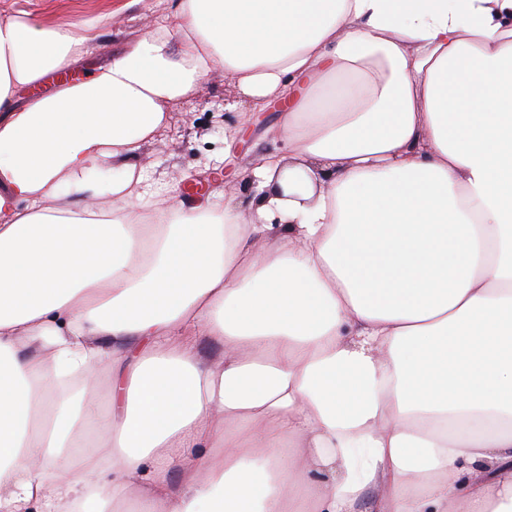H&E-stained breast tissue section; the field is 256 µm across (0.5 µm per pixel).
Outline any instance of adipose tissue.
I'll return each mask as SVG.
<instances>
[{
    "mask_svg": "<svg viewBox=\"0 0 512 512\" xmlns=\"http://www.w3.org/2000/svg\"><path fill=\"white\" fill-rule=\"evenodd\" d=\"M92 40L0 17V512H512V0H181L16 103ZM216 72L286 150L188 210L137 157Z\"/></svg>",
    "mask_w": 512,
    "mask_h": 512,
    "instance_id": "1",
    "label": "adipose tissue"
}]
</instances>
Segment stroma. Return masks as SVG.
Instances as JSON below:
<instances>
[{"mask_svg":"<svg viewBox=\"0 0 512 512\" xmlns=\"http://www.w3.org/2000/svg\"><path fill=\"white\" fill-rule=\"evenodd\" d=\"M180 0H0V11L24 12L50 25L94 27L97 38L73 77L92 74L118 58L163 18L173 16ZM238 98L234 88L215 76L196 93L174 102L161 139L146 146L139 161L163 174L162 189L180 187L183 194L205 193L223 185L230 174H242L255 156L271 149L263 129L282 110L275 104L258 114L233 161L224 159V130L235 124Z\"/></svg>","mask_w":512,"mask_h":512,"instance_id":"obj_1","label":"stroma"}]
</instances>
